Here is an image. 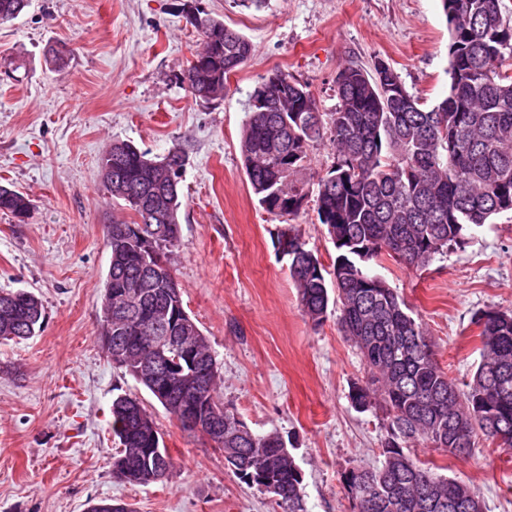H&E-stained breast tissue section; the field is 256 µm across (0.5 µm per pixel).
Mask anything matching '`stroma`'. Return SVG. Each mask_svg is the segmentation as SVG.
I'll list each match as a JSON object with an SVG mask.
<instances>
[{"mask_svg":"<svg viewBox=\"0 0 512 512\" xmlns=\"http://www.w3.org/2000/svg\"><path fill=\"white\" fill-rule=\"evenodd\" d=\"M179 0H31L0 23V185L31 202L24 221L0 213V289L33 292L42 329L0 341V512H85L89 500H122L137 512H276L273 499L224 467L223 455L184 431L113 365L99 339L110 265L106 227L130 220L113 200L101 160L113 140L151 156L182 148L180 243L172 264L183 304L217 356L219 396L256 433L278 431L303 473L307 512H355L342 476L379 466L381 412L358 411L361 355L336 315H304L284 227L332 269L336 250L315 201L295 215L261 208L239 140L263 77L288 73L334 109L344 66L381 58L407 91L437 104L447 93L448 28L440 0H198L244 35L251 59L223 99L194 100L179 76L202 37ZM67 63H50L49 46ZM374 271L422 319L440 368L458 385L480 361L476 313L512 310V211L468 232L423 269L384 256ZM136 394L173 460L168 478L132 485L112 474L110 407ZM412 454L473 485L485 512H512V453L477 438L473 456L423 445Z\"/></svg>","mask_w":512,"mask_h":512,"instance_id":"35a3bbf8","label":"stroma"}]
</instances>
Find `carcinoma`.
<instances>
[{
	"label": "carcinoma",
	"instance_id": "obj_1",
	"mask_svg": "<svg viewBox=\"0 0 512 512\" xmlns=\"http://www.w3.org/2000/svg\"><path fill=\"white\" fill-rule=\"evenodd\" d=\"M448 25L446 96L431 108L392 75V88L374 72L348 65L336 76V107L319 110L305 84L277 71L251 95L240 153L251 190L264 210L298 214L309 189L300 175L314 144L334 147L335 161L319 181L320 223L336 249L333 288H328L318 256L301 248L289 271L303 313L319 325L330 304L339 305L338 324L362 355L365 376L354 383L351 400L361 410L379 409L386 421L383 461L376 468H353L344 476L349 497L367 504L365 512H484L480 494L469 484L435 472L432 463L411 458L413 444L454 457H470L474 437L492 433L480 421L492 416L512 436V313L485 311L473 323L480 329L481 360L462 391L438 366L420 319L394 289L374 273L371 261L385 253L409 267L422 268L443 249L465 240L466 232L512 210V73L501 69L512 59V16L502 0H441ZM30 0H0V22L17 18ZM202 47L192 55L180 80L196 100L224 97L229 74L252 55L250 41L203 10L189 14ZM104 181L114 200L136 219L114 221L106 232L112 255V281L103 297L100 341L112 363L146 389L174 420L176 403L192 388L188 374L172 382L168 402L156 383L137 377L142 360L175 363L176 347L141 345L153 333L157 310L183 303L171 256L180 240L181 175L169 177L162 160L148 157L130 140H115L102 158ZM30 200L0 186V211L27 217ZM135 226L138 233L126 229ZM153 254L142 255L144 245ZM43 305L31 292L0 291V340L27 339L40 330ZM219 363L210 371L208 397L224 419V432L245 425L217 393ZM112 433L119 448L114 472L134 485L155 482L159 469L171 472L167 448L150 450L159 434L153 415L138 397L112 399ZM224 466L245 483L262 489L258 473L279 487L280 512H306L303 475L276 431L213 440Z\"/></svg>",
	"mask_w": 512,
	"mask_h": 512
}]
</instances>
